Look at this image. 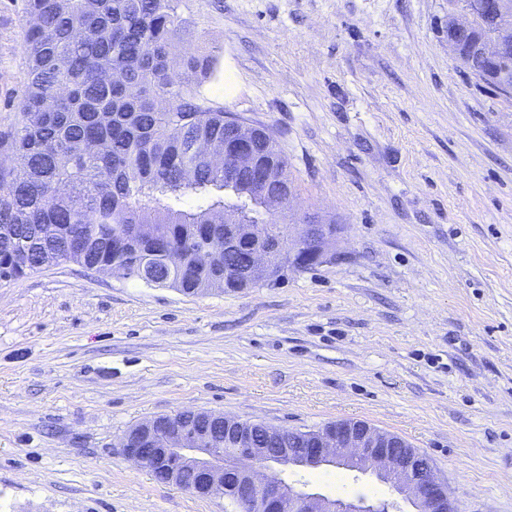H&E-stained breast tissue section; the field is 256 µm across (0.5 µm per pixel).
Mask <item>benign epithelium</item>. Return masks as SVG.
Instances as JSON below:
<instances>
[{"label":"benign epithelium","mask_w":512,"mask_h":512,"mask_svg":"<svg viewBox=\"0 0 512 512\" xmlns=\"http://www.w3.org/2000/svg\"><path fill=\"white\" fill-rule=\"evenodd\" d=\"M193 150L210 156L233 173L247 170L255 181L263 178L245 127L224 134V151L214 145H195ZM292 232L268 233L263 224H224V242L242 253L239 270H224V278L260 276L271 280L280 275L283 265L300 267L303 254L316 262L332 255L337 234L318 217L309 214ZM183 412L141 423L122 441L128 459L160 474L164 482L181 484L186 473L196 476L189 492L205 497L222 496L237 512H389L385 502L365 499H332L309 489H298L283 475L295 468L334 466L351 469L359 463L361 474H372L391 484L411 512H453L447 486L438 479L431 463L400 436L377 429L365 422L343 420L329 427L295 431L285 448H264L257 428L269 437L282 429L256 425L215 413L224 425V447L213 446L207 428L190 430L181 426Z\"/></svg>","instance_id":"benign-epithelium-1"}]
</instances>
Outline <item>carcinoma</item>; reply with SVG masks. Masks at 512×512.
Returning <instances> with one entry per match:
<instances>
[{
    "mask_svg": "<svg viewBox=\"0 0 512 512\" xmlns=\"http://www.w3.org/2000/svg\"><path fill=\"white\" fill-rule=\"evenodd\" d=\"M179 0H28L24 50L28 86L11 125L0 131V280H13L49 261L112 267L117 240L139 224L159 233L138 239L128 261L154 268L155 283L197 294L211 288H254L224 282V224L212 215L232 210L240 224L264 222L266 206L295 199L284 186L288 160L268 134L252 133L267 181L224 178L192 152L196 141L224 143L228 115L204 106L196 87L213 71L210 54L176 45L188 20ZM471 36L458 53L478 82L499 91L512 81V43L501 60L474 51L493 39L485 25L490 0H456ZM203 204L184 208L186 197ZM184 254L180 269L163 267L164 246ZM212 263L200 267L198 250Z\"/></svg>",
    "mask_w": 512,
    "mask_h": 512,
    "instance_id": "1",
    "label": "carcinoma"
}]
</instances>
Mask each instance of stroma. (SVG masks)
<instances>
[{
    "label": "stroma",
    "instance_id": "1",
    "mask_svg": "<svg viewBox=\"0 0 512 512\" xmlns=\"http://www.w3.org/2000/svg\"><path fill=\"white\" fill-rule=\"evenodd\" d=\"M27 0H0V128L27 89ZM206 106L266 130L337 258L187 295L73 263L0 281V512H229L122 453L212 411L407 440L455 512H512V98L448 45V0H179ZM288 483L406 505L336 467Z\"/></svg>",
    "mask_w": 512,
    "mask_h": 512
}]
</instances>
